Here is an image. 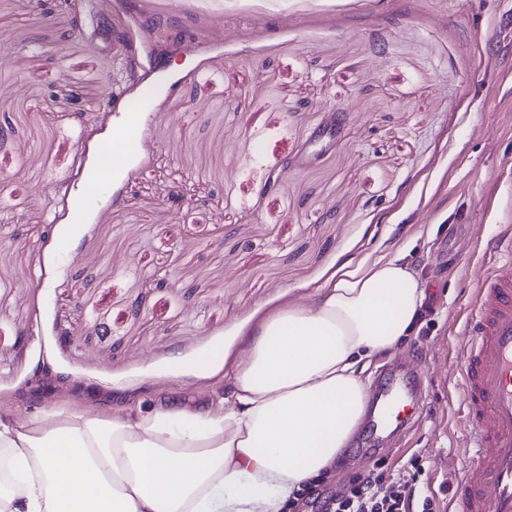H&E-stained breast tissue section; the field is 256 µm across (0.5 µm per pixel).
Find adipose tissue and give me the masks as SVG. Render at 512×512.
<instances>
[{
	"label": "adipose tissue",
	"instance_id": "adipose-tissue-1",
	"mask_svg": "<svg viewBox=\"0 0 512 512\" xmlns=\"http://www.w3.org/2000/svg\"><path fill=\"white\" fill-rule=\"evenodd\" d=\"M424 298L401 259L344 271L312 306L269 317L221 409L0 417V512H284L362 423L363 371Z\"/></svg>",
	"mask_w": 512,
	"mask_h": 512
}]
</instances>
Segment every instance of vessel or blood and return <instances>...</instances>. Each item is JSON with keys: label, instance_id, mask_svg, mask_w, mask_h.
Segmentation results:
<instances>
[{"label": "vessel or blood", "instance_id": "1", "mask_svg": "<svg viewBox=\"0 0 512 512\" xmlns=\"http://www.w3.org/2000/svg\"><path fill=\"white\" fill-rule=\"evenodd\" d=\"M496 268L475 290L463 330L472 341L459 388L475 464L459 478L449 512H512V225L492 244ZM419 389L415 374L402 384L386 379L371 406L373 429L408 418Z\"/></svg>", "mask_w": 512, "mask_h": 512}]
</instances>
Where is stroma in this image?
Segmentation results:
<instances>
[{
    "label": "stroma",
    "instance_id": "obj_1",
    "mask_svg": "<svg viewBox=\"0 0 512 512\" xmlns=\"http://www.w3.org/2000/svg\"><path fill=\"white\" fill-rule=\"evenodd\" d=\"M509 12L0 0V415L216 408L268 316L399 257L425 284L420 317L363 376L372 392L413 368L417 414L361 424L316 486L382 473L448 512L473 462L461 322L512 225ZM136 105L132 149L97 179Z\"/></svg>",
    "mask_w": 512,
    "mask_h": 512
}]
</instances>
